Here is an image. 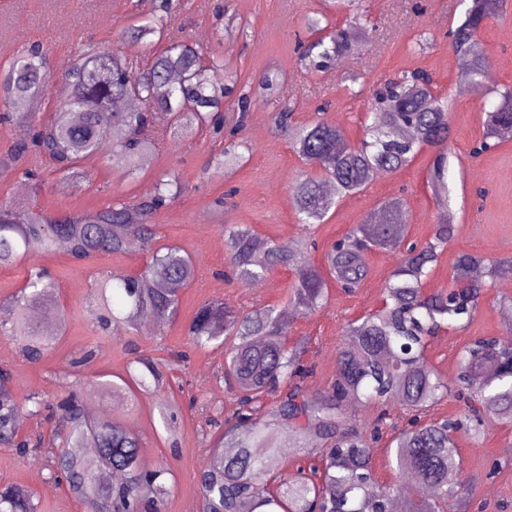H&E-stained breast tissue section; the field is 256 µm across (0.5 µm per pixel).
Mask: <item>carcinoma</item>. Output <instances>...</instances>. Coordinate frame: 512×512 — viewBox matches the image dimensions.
Segmentation results:
<instances>
[{"instance_id": "carcinoma-1", "label": "carcinoma", "mask_w": 512, "mask_h": 512, "mask_svg": "<svg viewBox=\"0 0 512 512\" xmlns=\"http://www.w3.org/2000/svg\"><path fill=\"white\" fill-rule=\"evenodd\" d=\"M151 8L134 18L124 38L151 48L143 64L118 49H89L77 54L64 73L69 98L57 106L58 119L48 127L37 123L31 103L45 97L49 72L39 49L14 55L0 66V116L13 126L15 139L9 162L21 175L34 179L29 162L48 158L66 180L84 178L80 163L109 145L107 159L132 175L155 142L197 128H211L223 140L217 165L232 167L249 150L240 132L250 106L285 96L284 84L266 72L257 88L244 89L224 57L170 32L171 0H150ZM463 21L449 29L451 45L460 58L459 76L489 84L491 65L475 55L471 45L486 22L506 13L512 0H463ZM313 39L303 46L307 69L324 72L340 55L358 51L359 39L369 38L371 20L339 26L308 20ZM225 73L217 83L214 72ZM367 97L365 135L357 144L327 121L295 122L294 112L274 113L275 127L295 154L309 167L291 189V203L301 234L255 246L253 231L244 225L224 227L227 269L244 286L263 281L279 267L293 273L289 300L307 310L322 307L331 284L351 291L366 279L372 252L399 256L385 287V305L342 329L336 376L324 389L309 392L311 368L304 364V347L290 343L280 316L271 306L245 310L209 299L196 310L187 330L191 348L224 345V386L234 409L216 426L212 453L197 474L202 512H390L394 499L405 498L406 512H466L470 477L463 471L456 435L478 438L485 419L512 424V335L479 337L464 349L459 372L448 381L423 357L429 337L471 320L480 306L487 281L473 277L485 267L491 279L512 276V258L489 260L474 253L455 258L451 283L425 290V281L459 223L451 208L449 188L450 101L430 90L433 82L419 70L404 71L382 83L368 82L361 73L349 76ZM496 100L485 112L481 145L488 150L512 142V87L493 88ZM236 106L233 120L224 122V104ZM164 114L167 126L157 125ZM432 152L427 174L438 219L432 239L423 246L404 245L401 218L404 202L388 199L374 222L354 225L315 263V242L309 231L324 223L337 199L359 192L384 174L409 166L424 150ZM183 192L178 178L154 182L140 199L115 197L103 207L78 216L49 215L38 207L0 204V266L24 257L63 250L77 261L126 251L139 241L148 261L135 276L106 275L94 288L95 328L106 333L112 325L134 327L144 319L167 321L177 316L180 291L196 278L198 259L184 248L161 242L156 220ZM56 281L46 267L30 266L25 285L0 316V336L16 343L22 356L36 362L55 347L58 336L49 326L57 315ZM171 363L142 356L126 367L122 383L105 381L103 391L114 397L135 385L160 392L168 385ZM67 395L57 403L58 422L51 430L50 472L64 480L71 495L89 512H141L150 506L161 512L170 487L168 468L144 462L140 438L119 420L90 416L79 386L66 383ZM455 392L463 402L458 417L427 420L432 406ZM274 397L265 418L255 419L264 397ZM365 399L382 406L373 426L350 424V406ZM44 399L31 394L21 400L12 388L8 369L0 368V447L28 452L31 438L22 435L24 419L41 414ZM409 416L407 427L394 434L388 460L396 476L408 472L434 489L422 498L402 484L383 486L373 471L371 445L379 442L393 407ZM296 448L295 466L284 465L282 431ZM0 512H37L34 495L18 485L0 486Z\"/></svg>"}]
</instances>
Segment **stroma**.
Returning <instances> with one entry per match:
<instances>
[{"mask_svg":"<svg viewBox=\"0 0 512 512\" xmlns=\"http://www.w3.org/2000/svg\"><path fill=\"white\" fill-rule=\"evenodd\" d=\"M367 7L378 28L376 41L362 45L360 54L344 57L343 67L311 74L300 64L297 41L307 35L308 18L325 11L324 0H179L174 28L180 35L229 58L240 82L252 83L261 73L275 71L290 88L287 101L273 100L250 112L243 135L251 151L237 167L215 164L213 157L220 145L204 128L162 141L131 178L123 177L101 155L84 161L88 180L74 186L66 185L46 159L38 164L39 193L24 189L19 173L0 178V202L17 208L34 204L51 214L68 215L102 207L115 194L127 198L144 195L165 173L176 174L185 186L177 201L162 213L161 234L165 242L199 256L201 264L194 282L181 292L176 319L165 322L160 334L123 325L104 335L94 331L89 294L95 280L104 274L142 269L146 254L137 248L86 264L72 262L62 251L41 257V264L52 272L58 285V343L41 360L31 362L11 341L0 338V365L11 370L18 396L37 393L56 401L63 393L61 377L79 373L82 397L95 398L99 413L124 420L140 437L146 462L160 461L171 468L166 512H198L196 476L211 453L201 412L231 407V396L219 379L223 348L189 351L188 367L170 373L162 401L139 390L110 399L100 395L95 381L101 375L111 380L125 375L134 354L165 358L186 349V328L206 300L221 298L237 309L257 304L272 305L281 312L289 309L288 285L293 275L288 268H280L250 287L219 276L225 264V226L247 225L262 243L285 241L300 233L290 195L304 165L287 138L276 132L273 110L290 104L297 121L305 122L314 117L318 105L328 103L325 119L356 142L363 133L365 105L362 97L351 94L347 76L356 70L371 71L376 79L403 71H426L437 90L452 102L449 183L451 206L461 230L442 252L425 288L430 291L449 285L451 264L458 253L489 259L512 257V142L473 155L482 138L484 111L495 96L487 91L479 97L462 98L456 93L457 55L448 31L462 22L463 6L459 0H368ZM145 8L144 0H0V62L28 46H41L60 86L76 49L117 48L128 58H143L141 45L121 41L120 36L134 15ZM476 41L491 62L495 86L512 85V68L502 65L504 59L512 58V11L489 21ZM430 156V151H423L409 167L380 176L363 191L339 198L329 220L314 229L318 248L313 259L323 261L334 241L370 219L389 198L406 202L407 241L422 244L431 239L437 210L426 180ZM397 261L394 254H369L370 272L359 288L347 293L331 287L324 308L304 312L289 323L288 338L309 343L305 360L313 368L310 390L324 389L334 379L343 327L378 306ZM511 304L512 288L493 281L472 322L430 337L425 359L447 379H454L458 353L470 339L512 333V321L503 316ZM87 352L92 355L90 363L75 367V359ZM164 403L182 412L173 440L159 417ZM457 445L462 466L472 478L468 512H499L504 505L512 508V454L504 452L512 446V426L487 422L483 438L475 440L462 433ZM47 460L44 452L21 457L13 449L0 448V484H19L33 492L38 512H84L65 484L51 478Z\"/></svg>","mask_w":512,"mask_h":512,"instance_id":"35a3bbf8","label":"stroma"}]
</instances>
